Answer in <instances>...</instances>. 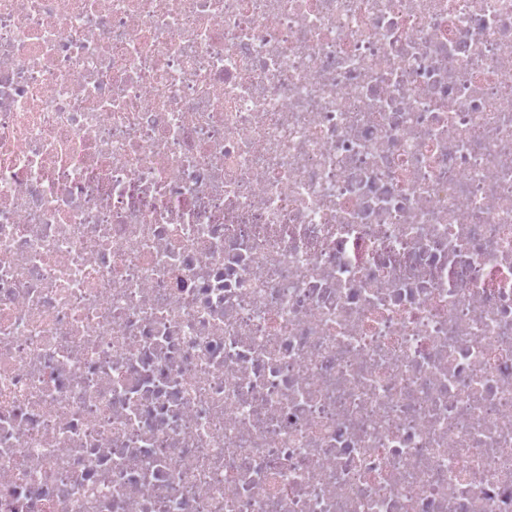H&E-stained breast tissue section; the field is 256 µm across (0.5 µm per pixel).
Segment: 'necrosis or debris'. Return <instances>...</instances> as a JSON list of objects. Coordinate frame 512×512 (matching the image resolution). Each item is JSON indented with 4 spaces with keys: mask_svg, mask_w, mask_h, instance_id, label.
I'll return each instance as SVG.
<instances>
[{
    "mask_svg": "<svg viewBox=\"0 0 512 512\" xmlns=\"http://www.w3.org/2000/svg\"><path fill=\"white\" fill-rule=\"evenodd\" d=\"M0 512H512V0H0Z\"/></svg>",
    "mask_w": 512,
    "mask_h": 512,
    "instance_id": "1",
    "label": "necrosis or debris"
}]
</instances>
